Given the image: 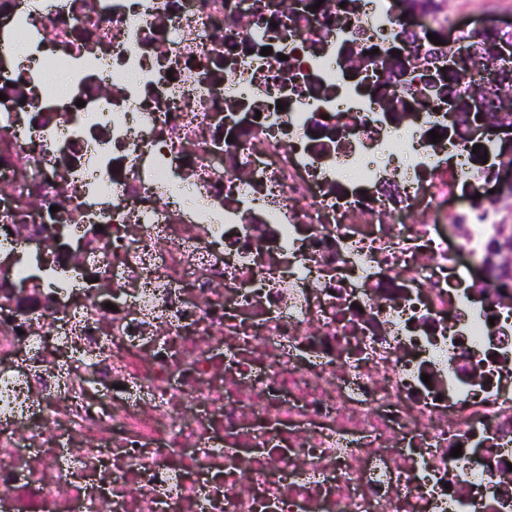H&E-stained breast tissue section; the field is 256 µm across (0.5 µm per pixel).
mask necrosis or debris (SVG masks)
<instances>
[{
  "mask_svg": "<svg viewBox=\"0 0 512 512\" xmlns=\"http://www.w3.org/2000/svg\"><path fill=\"white\" fill-rule=\"evenodd\" d=\"M457 29L0 0V512H512L505 159L448 101ZM493 271L496 284L509 285L512 280V234H502L501 240L494 245Z\"/></svg>",
  "mask_w": 512,
  "mask_h": 512,
  "instance_id": "1",
  "label": "necrosis or debris"
}]
</instances>
